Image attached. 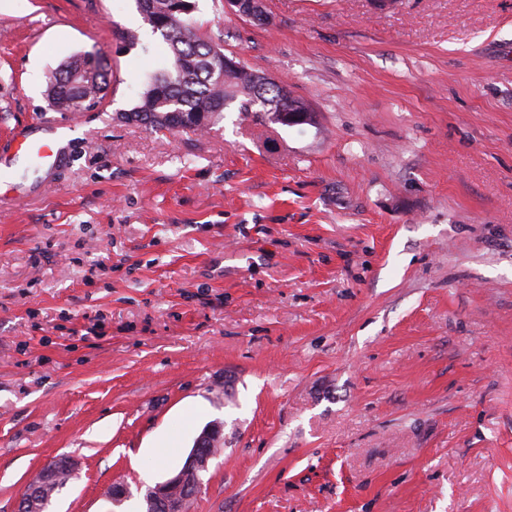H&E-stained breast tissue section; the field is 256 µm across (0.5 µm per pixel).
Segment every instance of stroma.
<instances>
[{"instance_id": "1", "label": "stroma", "mask_w": 512, "mask_h": 512, "mask_svg": "<svg viewBox=\"0 0 512 512\" xmlns=\"http://www.w3.org/2000/svg\"><path fill=\"white\" fill-rule=\"evenodd\" d=\"M264 11L194 17L318 127L126 122L168 64L136 0H0V512L59 456L50 512H145L213 422L190 512H512V0ZM109 81V69L101 53L76 54L49 74L46 91L55 108L83 110L101 102ZM45 164H54L61 149L57 148L56 142L50 137H29L27 136L18 144V150L22 148Z\"/></svg>"}]
</instances>
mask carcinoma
<instances>
[{
    "mask_svg": "<svg viewBox=\"0 0 512 512\" xmlns=\"http://www.w3.org/2000/svg\"><path fill=\"white\" fill-rule=\"evenodd\" d=\"M154 32L167 44L171 65L153 72L139 103L123 114L129 123L156 130L209 131L231 104L285 127H318L317 112L288 88L224 54L201 37L192 17L195 0H136ZM110 81L104 56L76 54L47 77V96L65 111L93 107Z\"/></svg>",
    "mask_w": 512,
    "mask_h": 512,
    "instance_id": "carcinoma-1",
    "label": "carcinoma"
}]
</instances>
